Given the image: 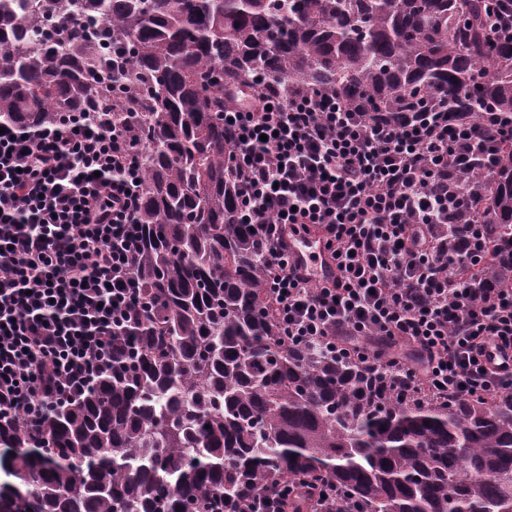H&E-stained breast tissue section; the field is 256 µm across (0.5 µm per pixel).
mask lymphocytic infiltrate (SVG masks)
<instances>
[{"label": "lymphocytic infiltrate", "instance_id": "lymphocytic-infiltrate-1", "mask_svg": "<svg viewBox=\"0 0 512 512\" xmlns=\"http://www.w3.org/2000/svg\"><path fill=\"white\" fill-rule=\"evenodd\" d=\"M224 115L289 342H321L406 402L512 389V225L487 221L511 112L253 87L225 90ZM139 177L128 131L89 116L0 134V414L33 424L111 365L139 298ZM310 233L333 281L290 259Z\"/></svg>", "mask_w": 512, "mask_h": 512}]
</instances>
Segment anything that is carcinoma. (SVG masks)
<instances>
[{"instance_id":"1","label":"carcinoma","mask_w":512,"mask_h":512,"mask_svg":"<svg viewBox=\"0 0 512 512\" xmlns=\"http://www.w3.org/2000/svg\"><path fill=\"white\" fill-rule=\"evenodd\" d=\"M486 0L0 2V121L101 106L143 175L141 298L112 370L35 426L0 421V512H253L323 480L331 512H512V390L406 403L357 363L290 345L239 220L224 87L330 91L372 112L438 97L512 113V41ZM105 40L39 38L43 14ZM492 223L512 225V147Z\"/></svg>"}]
</instances>
